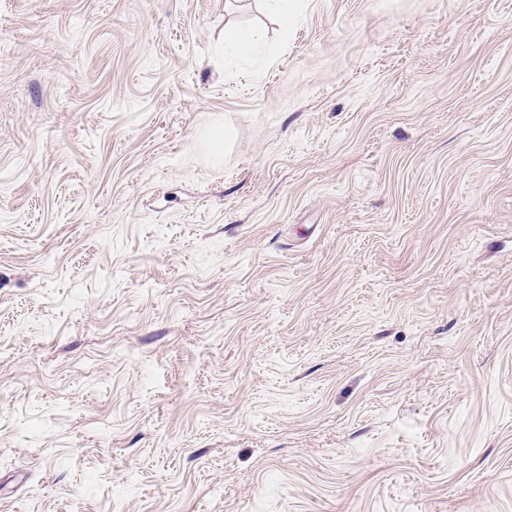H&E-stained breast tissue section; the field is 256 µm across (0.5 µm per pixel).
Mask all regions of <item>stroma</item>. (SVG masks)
Wrapping results in <instances>:
<instances>
[{
    "mask_svg": "<svg viewBox=\"0 0 512 512\" xmlns=\"http://www.w3.org/2000/svg\"><path fill=\"white\" fill-rule=\"evenodd\" d=\"M294 2L0 0V512H512V0ZM224 42L240 55H248L253 49L251 34L237 27L224 29Z\"/></svg>",
    "mask_w": 512,
    "mask_h": 512,
    "instance_id": "stroma-1",
    "label": "stroma"
}]
</instances>
